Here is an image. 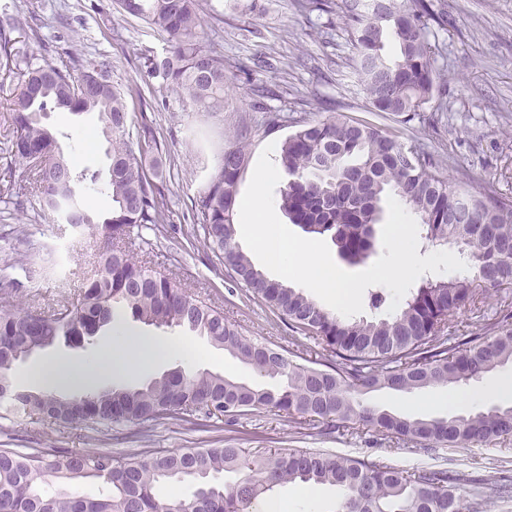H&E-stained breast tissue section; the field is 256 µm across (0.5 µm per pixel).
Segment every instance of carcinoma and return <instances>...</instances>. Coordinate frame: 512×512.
<instances>
[{"label": "carcinoma", "mask_w": 512, "mask_h": 512, "mask_svg": "<svg viewBox=\"0 0 512 512\" xmlns=\"http://www.w3.org/2000/svg\"><path fill=\"white\" fill-rule=\"evenodd\" d=\"M199 0H116L119 9L164 34L169 50L144 54L140 68L159 87L205 112L224 109V58L202 35ZM353 47L351 77L369 109L407 123L435 92L434 29L445 25L432 0H345ZM398 54L390 59L385 40ZM0 74L17 80L11 108L12 136L5 148L8 174L21 181L0 186L9 214L21 209L25 189L39 198L43 215L59 224L96 231L97 267L80 288L76 303L51 314L0 302V406L19 418L76 424L91 422L148 426L186 420L198 413L232 426L265 411L338 437L352 426L377 436L406 440L425 455L439 448L512 441V406L429 418L380 410L362 397L378 389L400 392L467 385L512 364V306L503 305L469 336L448 335L449 318L492 290L512 287V199L469 182L451 183L442 162L416 150L411 165L393 132L336 113L322 120L300 118L278 157L288 173L279 206L310 234L328 235L344 258L362 263L376 253L374 225L387 198L405 205L421 227L420 242L449 245L468 254L471 273L434 276L410 288L401 308L384 318L344 317L323 309L301 289L272 280L237 242L235 205L246 144L224 150L194 201L193 234L211 250L249 296L266 305L288 328L313 341L284 348L246 335L224 312L199 295L186 294L175 279L149 266L130 249L142 229H163L170 200L161 174L147 172L142 155L160 150L147 124H132L127 97L141 91L112 79L107 67L72 59L58 65L33 62L14 47L11 30L0 27ZM97 113L110 148L102 173L78 167L59 152L40 116L48 108ZM139 152H134L132 144ZM104 194L110 210L86 205L88 193ZM50 263L30 257L0 271L17 288L32 282ZM156 328H182L238 359L277 387L178 369L140 388L113 387L71 398L20 390L10 378L19 356L31 347L63 341L81 344L111 324L116 306ZM232 473L236 480L217 481ZM84 478L101 483L96 495L63 486ZM188 480V499L167 500L156 488ZM292 483L329 485L339 494L336 512H480L492 499L512 495L506 474L486 491L469 497L468 479L442 467L412 473L361 457L294 448H186L116 458L107 449L58 448L51 452L0 449V512H250L266 495Z\"/></svg>", "instance_id": "cac0c4a2"}]
</instances>
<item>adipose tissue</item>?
Instances as JSON below:
<instances>
[{"mask_svg":"<svg viewBox=\"0 0 512 512\" xmlns=\"http://www.w3.org/2000/svg\"><path fill=\"white\" fill-rule=\"evenodd\" d=\"M130 342L136 348V358L132 361L114 356L111 349L106 348L96 357L91 371L88 372L56 362H46L16 370L15 375L20 379L36 383L44 382L51 386L64 380L82 387L86 385L89 376L107 377L141 372L149 369L160 359L189 349L187 343L173 344L150 336H134L131 337Z\"/></svg>","mask_w":512,"mask_h":512,"instance_id":"1","label":"adipose tissue"}]
</instances>
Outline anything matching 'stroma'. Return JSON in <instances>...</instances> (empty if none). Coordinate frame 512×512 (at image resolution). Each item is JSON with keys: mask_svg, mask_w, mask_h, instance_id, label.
Masks as SVG:
<instances>
[{"mask_svg": "<svg viewBox=\"0 0 512 512\" xmlns=\"http://www.w3.org/2000/svg\"><path fill=\"white\" fill-rule=\"evenodd\" d=\"M237 3L232 10L225 0H200L204 37L223 56L230 79L223 111L196 112L172 94L167 95L163 108L149 107L137 98L128 102L134 122L153 127L161 142L160 152L146 156L145 163L158 166L171 201L163 232L151 239L150 258L155 270L175 276L188 293L208 296L247 335L288 348L293 333L287 325L258 301L247 299L203 242L193 236V199L239 133H246L250 153V165L238 186L243 192L263 149L281 145L294 131L292 117L318 120L338 111L380 126L385 120L368 111L352 83L342 0H332L327 13L298 9L294 0ZM434 8L448 15V28L439 34L436 91L419 118L393 124L392 130L404 146L445 158L444 172L450 180L463 178L485 191L512 198V0H434ZM0 26L13 28L15 36L25 38L27 50L36 55L65 61L71 54H81L107 64L115 81L144 92L150 81L139 67L140 54H161L167 49L162 34L140 19L120 14L114 0H0ZM259 85L277 90V97L268 100L267 106L285 117L271 131L264 130L262 113L252 106L251 90ZM42 123L56 136L65 157L79 158L95 169L107 168V142L99 137L89 148L84 141L85 131L99 125L96 113L49 112ZM49 251L57 261L54 270L39 277L36 287L17 289L18 306L53 310L66 305L95 261L88 231L76 232L68 225L45 221L37 197L28 196L12 219L0 220V265ZM510 303L512 288L493 292L485 302L458 310L452 330L459 336L476 332L483 317ZM129 333L184 341L195 355L174 354L157 363L150 374L99 379L96 388L139 387L177 367L245 381L255 378L244 364L205 337L177 328L147 326L120 310L91 342L61 343L38 352L34 359L65 358L84 368L107 346L117 355L128 356L133 349L122 337ZM137 431L131 423L122 427L111 444L114 456L212 448L230 439L242 448L323 449L410 471L431 461L402 440L376 441L364 434L336 440L267 412L241 418L230 428L199 415L188 421L157 422L144 440ZM98 436L94 424L21 420L0 408V448L96 449ZM432 460L465 474L475 486H487L502 472H512V443L454 452L443 449Z\"/></svg>", "mask_w": 512, "mask_h": 512, "instance_id": "stroma-1", "label": "stroma"}]
</instances>
